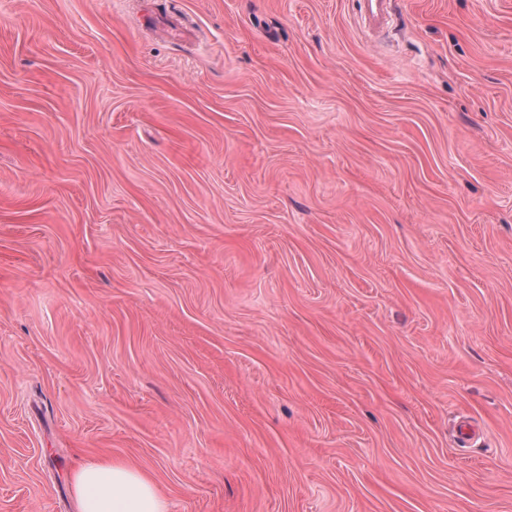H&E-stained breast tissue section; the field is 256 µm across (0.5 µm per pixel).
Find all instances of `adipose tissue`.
<instances>
[{
    "label": "adipose tissue",
    "instance_id": "adipose-tissue-1",
    "mask_svg": "<svg viewBox=\"0 0 512 512\" xmlns=\"http://www.w3.org/2000/svg\"><path fill=\"white\" fill-rule=\"evenodd\" d=\"M71 485L77 512H168L153 477L126 460L80 462Z\"/></svg>",
    "mask_w": 512,
    "mask_h": 512
}]
</instances>
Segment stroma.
<instances>
[{
    "label": "stroma",
    "instance_id": "1",
    "mask_svg": "<svg viewBox=\"0 0 512 512\" xmlns=\"http://www.w3.org/2000/svg\"><path fill=\"white\" fill-rule=\"evenodd\" d=\"M0 0V512H512V0ZM363 24L372 30L383 27L394 12V0H358ZM77 512H167L153 477L126 460L82 461L71 474Z\"/></svg>",
    "mask_w": 512,
    "mask_h": 512
}]
</instances>
